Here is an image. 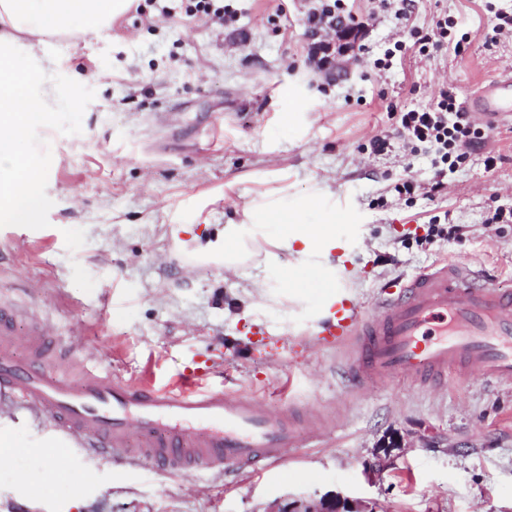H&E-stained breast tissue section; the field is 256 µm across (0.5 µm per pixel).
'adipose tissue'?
I'll list each match as a JSON object with an SVG mask.
<instances>
[{
    "instance_id": "adipose-tissue-1",
    "label": "adipose tissue",
    "mask_w": 512,
    "mask_h": 512,
    "mask_svg": "<svg viewBox=\"0 0 512 512\" xmlns=\"http://www.w3.org/2000/svg\"><path fill=\"white\" fill-rule=\"evenodd\" d=\"M129 0H0V221L36 223L41 210L39 184L32 164L16 151L34 121L44 120L52 90L42 85L39 95L28 94L34 81L30 61L47 62V36L65 30L76 18L86 30L94 31L116 14ZM27 33L23 55L9 46L19 33ZM278 224L274 248L282 249L319 268L335 280L336 267L328 258L336 249V227L332 224H299L286 211L265 215L259 223L228 224L212 238H194L196 258L204 263L235 269L251 257L253 245L265 241L269 224Z\"/></svg>"
}]
</instances>
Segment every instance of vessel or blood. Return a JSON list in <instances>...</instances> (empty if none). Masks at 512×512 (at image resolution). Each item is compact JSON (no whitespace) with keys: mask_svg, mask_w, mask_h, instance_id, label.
Returning a JSON list of instances; mask_svg holds the SVG:
<instances>
[{"mask_svg":"<svg viewBox=\"0 0 512 512\" xmlns=\"http://www.w3.org/2000/svg\"><path fill=\"white\" fill-rule=\"evenodd\" d=\"M487 126L512 122V73L485 83L466 102ZM379 298L373 313L344 296L320 330L328 344L345 345L344 371L352 386L388 379L414 382L481 376L512 384V290L480 284L469 265L444 261ZM13 310H0V399L33 415L49 416L57 432L79 448L122 458L139 435L144 458L177 472L249 471L283 462L300 434L291 413L265 408L249 396L210 386L209 359H193L177 384L118 382L83 366L47 372L54 335L33 324L28 361H17Z\"/></svg>","mask_w":512,"mask_h":512,"instance_id":"b4317fda","label":"vessel or blood"}]
</instances>
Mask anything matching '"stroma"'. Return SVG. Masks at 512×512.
I'll use <instances>...</instances> for the list:
<instances>
[{
  "label": "stroma",
  "mask_w": 512,
  "mask_h": 512,
  "mask_svg": "<svg viewBox=\"0 0 512 512\" xmlns=\"http://www.w3.org/2000/svg\"><path fill=\"white\" fill-rule=\"evenodd\" d=\"M224 2L235 13L225 23L185 17L187 0H132L98 32L76 18L48 37L50 110L18 145L37 168L42 215L0 222V302L17 311L18 335L47 322L75 361L122 381L147 370L163 385L207 356L214 387L303 409L326 437L282 464L192 480L81 452L50 418L0 407L17 445L0 465V512H277L328 496L358 512H512V385L350 387L347 349L311 336L323 276L284 251L272 267L253 259L224 275L171 234L187 224L212 237L251 206L283 204L299 223L335 225L334 261L365 305L444 256L512 289V223L492 219L512 208V127L488 131L436 193L431 155L396 134L398 112L441 87L462 102L512 69V37L485 41L512 0H416L405 24L351 0L363 31L329 78L306 64L307 0ZM443 14L469 32L465 54L374 68L402 26ZM377 135L381 154L368 148ZM406 179L417 189L398 196ZM434 221L448 236L428 237ZM272 272L288 298L255 307L254 284ZM392 435L400 446L376 458Z\"/></svg>",
  "instance_id": "1"
}]
</instances>
